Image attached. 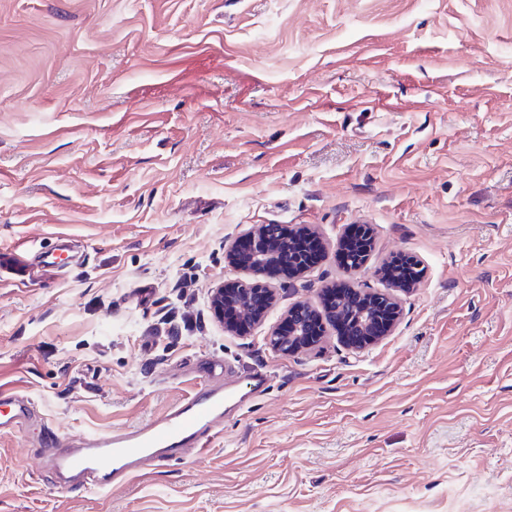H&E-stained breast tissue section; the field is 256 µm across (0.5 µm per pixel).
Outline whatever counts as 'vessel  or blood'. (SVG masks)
<instances>
[{"label":"vessel or blood","instance_id":"vessel-or-blood-1","mask_svg":"<svg viewBox=\"0 0 512 512\" xmlns=\"http://www.w3.org/2000/svg\"><path fill=\"white\" fill-rule=\"evenodd\" d=\"M224 389L222 380L210 379L149 423L108 434L64 440L46 430L40 454L59 488L78 484L87 490L111 489L152 463L178 461L191 450L204 452L224 425ZM31 415L29 397L1 395L0 436L20 432Z\"/></svg>","mask_w":512,"mask_h":512}]
</instances>
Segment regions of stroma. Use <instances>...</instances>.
Listing matches in <instances>:
<instances>
[{"label":"stroma","mask_w":512,"mask_h":512,"mask_svg":"<svg viewBox=\"0 0 512 512\" xmlns=\"http://www.w3.org/2000/svg\"><path fill=\"white\" fill-rule=\"evenodd\" d=\"M264 224L323 259L275 281L242 336L212 289ZM351 224L363 268L336 263ZM0 393L36 417L0 437V512H512V0H0ZM424 269L392 331L334 329L285 355L288 309L345 280L388 293ZM180 285L206 325L156 350ZM216 361L269 378L202 454L103 492L57 489L40 455L142 425ZM373 239L370 236V229L363 224H351L339 248L336 251V260L345 268H350L349 257L351 252L364 250L369 254L373 245ZM56 238L54 246L38 256L40 261L47 266L57 265L63 261L62 256L64 255H66L67 259L72 258L70 255L72 249L71 240L66 235H58Z\"/></svg>","instance_id":"1"}]
</instances>
